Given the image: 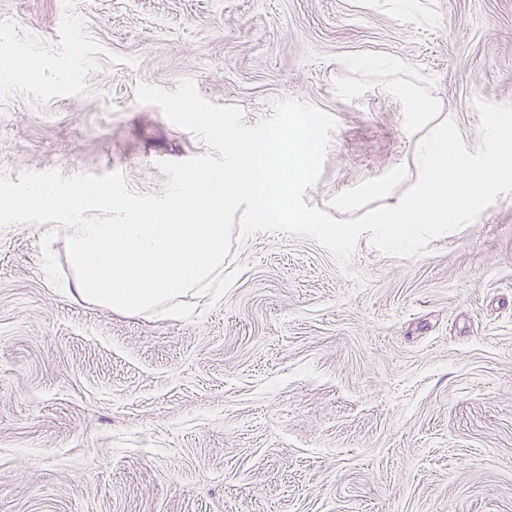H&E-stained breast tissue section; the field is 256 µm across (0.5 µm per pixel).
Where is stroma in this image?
Wrapping results in <instances>:
<instances>
[{"label": "stroma", "instance_id": "obj_1", "mask_svg": "<svg viewBox=\"0 0 512 512\" xmlns=\"http://www.w3.org/2000/svg\"><path fill=\"white\" fill-rule=\"evenodd\" d=\"M1 29L13 179L161 193L207 148L137 91L189 78L249 126L330 114L304 200L345 220L399 203L431 129L474 151L475 100L512 105V0H0ZM48 230L0 227V512H512V193L415 257L233 235L188 318L76 298L61 227L53 286Z\"/></svg>", "mask_w": 512, "mask_h": 512}]
</instances>
